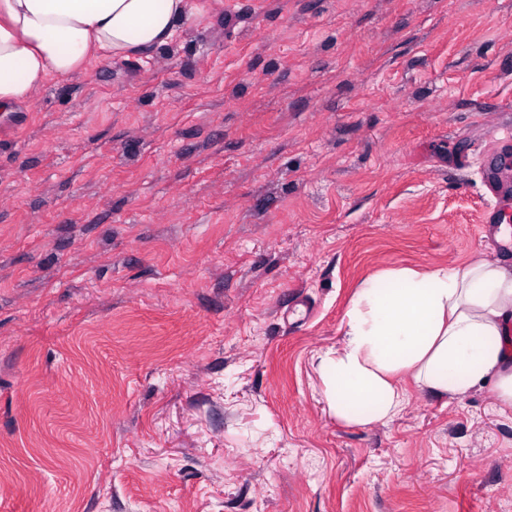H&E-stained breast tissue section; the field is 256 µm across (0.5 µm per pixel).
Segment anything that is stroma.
Returning a JSON list of instances; mask_svg holds the SVG:
<instances>
[{
  "label": "stroma",
  "instance_id": "stroma-1",
  "mask_svg": "<svg viewBox=\"0 0 512 512\" xmlns=\"http://www.w3.org/2000/svg\"><path fill=\"white\" fill-rule=\"evenodd\" d=\"M0 118L5 512H512V412L336 419L357 284L512 263V0H196ZM512 170V152L505 151L487 156L484 164V181L488 190L493 194L496 205L485 213L484 223L486 224H508L511 222V215L507 214L512 208V197L506 196L497 191L500 173L503 170Z\"/></svg>",
  "mask_w": 512,
  "mask_h": 512
}]
</instances>
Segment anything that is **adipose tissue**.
<instances>
[{
	"label": "adipose tissue",
	"mask_w": 512,
	"mask_h": 512,
	"mask_svg": "<svg viewBox=\"0 0 512 512\" xmlns=\"http://www.w3.org/2000/svg\"><path fill=\"white\" fill-rule=\"evenodd\" d=\"M188 0H0V112L91 59L143 56L171 41ZM331 413L357 425L398 415L410 376L436 397L490 388L512 411V267H404L355 291L341 342L319 361Z\"/></svg>",
	"instance_id": "obj_1"
}]
</instances>
